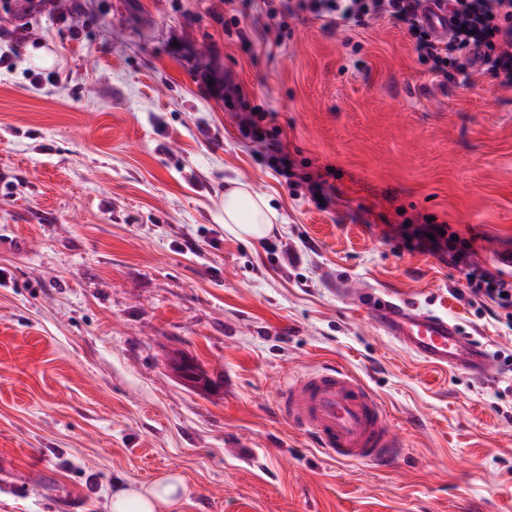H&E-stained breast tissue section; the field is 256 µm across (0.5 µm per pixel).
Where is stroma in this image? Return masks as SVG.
I'll return each mask as SVG.
<instances>
[{
	"mask_svg": "<svg viewBox=\"0 0 512 512\" xmlns=\"http://www.w3.org/2000/svg\"><path fill=\"white\" fill-rule=\"evenodd\" d=\"M23 3L0 0V512H107L113 486L172 473L179 512H512V369L432 367L344 293L512 354L452 297L463 269L400 246L434 222L477 236L475 263L512 250V87L440 89L397 24L328 28L288 0H69L24 29ZM213 64L275 112L327 208L260 163ZM235 184L277 210L267 236L225 231ZM325 363L380 399L390 467L330 459L279 415Z\"/></svg>",
	"mask_w": 512,
	"mask_h": 512,
	"instance_id": "35a3bbf8",
	"label": "stroma"
}]
</instances>
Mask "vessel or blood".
<instances>
[{
	"label": "vessel or blood",
	"mask_w": 512,
	"mask_h": 512,
	"mask_svg": "<svg viewBox=\"0 0 512 512\" xmlns=\"http://www.w3.org/2000/svg\"><path fill=\"white\" fill-rule=\"evenodd\" d=\"M359 302L388 336L425 363L483 380L494 373L485 346L448 317L416 311L387 292L364 294ZM278 411L337 461L383 466L400 452L377 397L344 368L322 366L294 375L281 393Z\"/></svg>",
	"instance_id": "obj_1"
}]
</instances>
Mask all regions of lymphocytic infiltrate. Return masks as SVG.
I'll return each instance as SVG.
<instances>
[{"instance_id":"lymphocytic-infiltrate-1","label":"lymphocytic infiltrate","mask_w":512,"mask_h":512,"mask_svg":"<svg viewBox=\"0 0 512 512\" xmlns=\"http://www.w3.org/2000/svg\"><path fill=\"white\" fill-rule=\"evenodd\" d=\"M298 7L336 28L364 27L375 18L392 20L406 30L418 59L440 85H470L476 71L498 84H512V0H448L450 32L443 38L436 37L427 22L422 0H298ZM207 77L212 93L223 94L227 106L243 111L245 135L260 141L271 138L273 131L266 126L272 116L269 109L250 104L231 74L211 71ZM406 246L437 255L449 265L466 266V286L454 289L455 298L472 306L494 303L498 321L512 328V279L502 270L471 263L475 239L456 237L444 224H427Z\"/></svg>"}]
</instances>
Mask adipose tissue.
<instances>
[{
	"instance_id": "adipose-tissue-1",
	"label": "adipose tissue",
	"mask_w": 512,
	"mask_h": 512,
	"mask_svg": "<svg viewBox=\"0 0 512 512\" xmlns=\"http://www.w3.org/2000/svg\"><path fill=\"white\" fill-rule=\"evenodd\" d=\"M279 215L268 202L242 186L224 193V227L238 237L260 239L276 224ZM188 488L181 477L169 474L151 483L114 489L109 512H172L182 504Z\"/></svg>"
}]
</instances>
